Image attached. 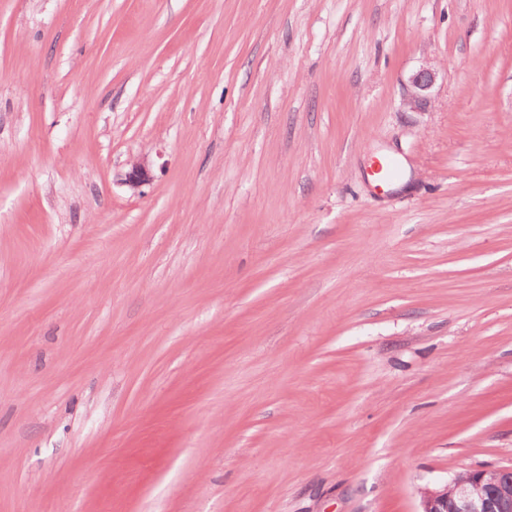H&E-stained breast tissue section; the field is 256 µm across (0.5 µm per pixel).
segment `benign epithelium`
Segmentation results:
<instances>
[{"label":"benign epithelium","instance_id":"1","mask_svg":"<svg viewBox=\"0 0 512 512\" xmlns=\"http://www.w3.org/2000/svg\"><path fill=\"white\" fill-rule=\"evenodd\" d=\"M438 69L428 64L409 78L402 99L410 112H422L430 101ZM150 181L145 162L136 160L123 183L137 189ZM420 512H512V468H474L449 477L436 487L421 490Z\"/></svg>","mask_w":512,"mask_h":512}]
</instances>
